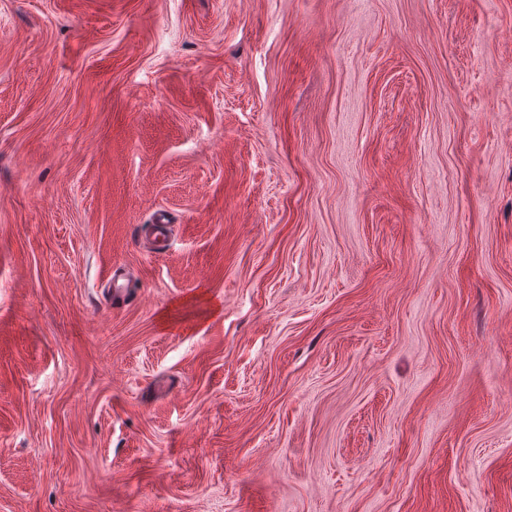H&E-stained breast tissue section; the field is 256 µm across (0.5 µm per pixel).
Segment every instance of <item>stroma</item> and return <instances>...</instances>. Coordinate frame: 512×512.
<instances>
[{
	"label": "stroma",
	"mask_w": 512,
	"mask_h": 512,
	"mask_svg": "<svg viewBox=\"0 0 512 512\" xmlns=\"http://www.w3.org/2000/svg\"><path fill=\"white\" fill-rule=\"evenodd\" d=\"M0 512H512V0H0Z\"/></svg>",
	"instance_id": "35a3bbf8"
}]
</instances>
